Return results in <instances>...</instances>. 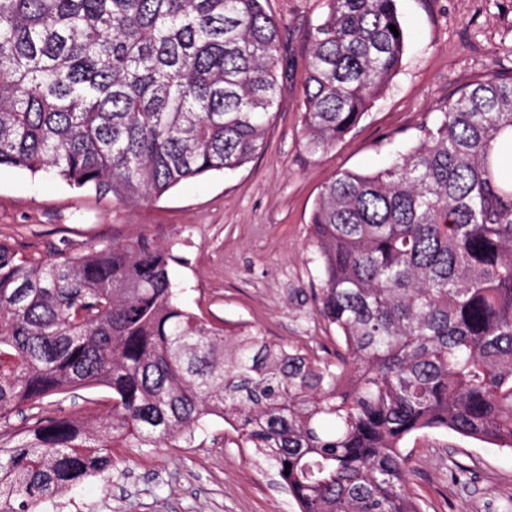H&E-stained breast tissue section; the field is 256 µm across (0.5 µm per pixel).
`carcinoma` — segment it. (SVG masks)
<instances>
[{"mask_svg":"<svg viewBox=\"0 0 512 512\" xmlns=\"http://www.w3.org/2000/svg\"><path fill=\"white\" fill-rule=\"evenodd\" d=\"M325 2L301 96L311 152L355 129L406 41L397 0ZM286 53L268 0H0V168L125 203L232 173L265 146ZM505 154L512 74L493 71L387 167L323 185L310 224L332 359L193 313L145 235L50 262L1 241L0 420L83 387L112 409L0 433V512H40L109 470L116 442L189 445L215 419L299 512H422L402 442L423 429L512 449Z\"/></svg>","mask_w":512,"mask_h":512,"instance_id":"cac0c4a2","label":"carcinoma"}]
</instances>
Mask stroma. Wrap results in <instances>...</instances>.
Masks as SVG:
<instances>
[{
  "label": "stroma",
  "mask_w": 512,
  "mask_h": 512,
  "mask_svg": "<svg viewBox=\"0 0 512 512\" xmlns=\"http://www.w3.org/2000/svg\"><path fill=\"white\" fill-rule=\"evenodd\" d=\"M288 45L286 92L264 149L231 174L181 184L158 199L126 205L43 174L0 169V241L50 261L113 236L147 234L171 248L183 306L228 331L332 356L339 338L318 312V269L310 216L337 172L369 173L414 143L417 125L448 97L492 70L512 72V0H397L407 41L401 68L358 127L335 146L309 152L300 125L308 29L324 0H270ZM112 394L79 389L12 416L104 415ZM409 490L422 512H512V451L444 429L408 436ZM41 512H297L274 472L222 420L194 447L115 443L112 468L46 501Z\"/></svg>",
  "instance_id": "obj_1"
}]
</instances>
